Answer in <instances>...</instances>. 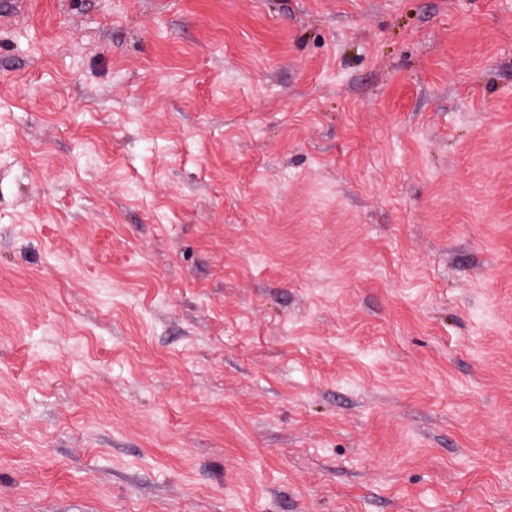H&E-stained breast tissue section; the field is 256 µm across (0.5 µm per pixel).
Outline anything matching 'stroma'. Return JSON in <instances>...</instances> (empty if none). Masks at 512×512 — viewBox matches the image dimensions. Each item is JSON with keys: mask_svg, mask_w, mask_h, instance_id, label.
<instances>
[{"mask_svg": "<svg viewBox=\"0 0 512 512\" xmlns=\"http://www.w3.org/2000/svg\"><path fill=\"white\" fill-rule=\"evenodd\" d=\"M0 512H512V0H0Z\"/></svg>", "mask_w": 512, "mask_h": 512, "instance_id": "obj_1", "label": "stroma"}]
</instances>
